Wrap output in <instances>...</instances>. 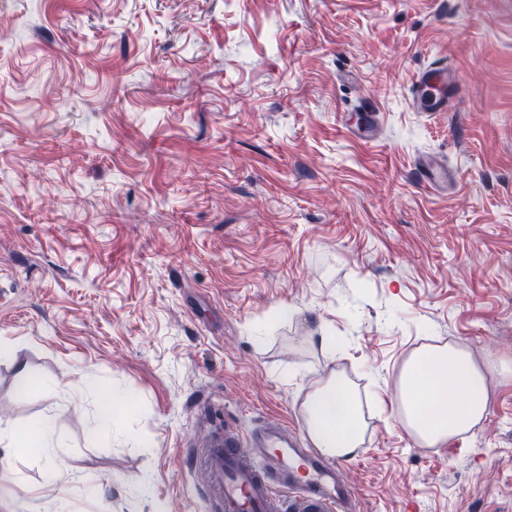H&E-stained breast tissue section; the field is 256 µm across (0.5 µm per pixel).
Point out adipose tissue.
I'll return each instance as SVG.
<instances>
[{
    "label": "adipose tissue",
    "instance_id": "obj_1",
    "mask_svg": "<svg viewBox=\"0 0 512 512\" xmlns=\"http://www.w3.org/2000/svg\"><path fill=\"white\" fill-rule=\"evenodd\" d=\"M497 376L512 377V365L480 362L461 345L417 350L398 379V420L419 447H442L485 418L488 387ZM301 412L312 447L325 456L345 458L362 445L367 430L363 402L343 373L333 370L318 379Z\"/></svg>",
    "mask_w": 512,
    "mask_h": 512
}]
</instances>
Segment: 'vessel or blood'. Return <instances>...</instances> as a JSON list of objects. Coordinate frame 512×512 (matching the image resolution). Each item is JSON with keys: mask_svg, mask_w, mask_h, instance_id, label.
Wrapping results in <instances>:
<instances>
[{"mask_svg": "<svg viewBox=\"0 0 512 512\" xmlns=\"http://www.w3.org/2000/svg\"><path fill=\"white\" fill-rule=\"evenodd\" d=\"M459 83L448 66L424 67L411 82L408 105L415 112L445 111ZM418 165L429 187L447 189L446 168L428 156ZM194 462L223 512H354L355 493L338 464L289 437L280 423L246 434L216 431L196 450Z\"/></svg>", "mask_w": 512, "mask_h": 512, "instance_id": "vessel-or-blood-1", "label": "vessel or blood"}]
</instances>
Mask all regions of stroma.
I'll return each mask as SVG.
<instances>
[{
    "label": "stroma",
    "instance_id": "1",
    "mask_svg": "<svg viewBox=\"0 0 512 512\" xmlns=\"http://www.w3.org/2000/svg\"><path fill=\"white\" fill-rule=\"evenodd\" d=\"M436 62L460 94L412 111ZM0 342V430L54 426L0 451L13 512H217L197 446L304 434L333 369L356 512H512V380L440 448L396 392L426 345L512 361V0H0ZM418 167L422 169L423 181L429 187L436 190L448 189V182L452 178L446 168L441 167L429 156L419 159ZM301 412L311 446L325 456L345 458L362 445L368 425L363 402L343 373L331 370L318 379Z\"/></svg>",
    "mask_w": 512,
    "mask_h": 512
}]
</instances>
